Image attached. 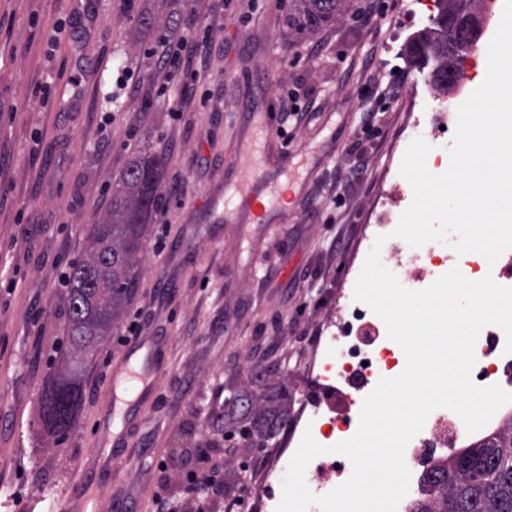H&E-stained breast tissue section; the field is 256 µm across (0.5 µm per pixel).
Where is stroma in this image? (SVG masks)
<instances>
[{"label":"stroma","mask_w":512,"mask_h":512,"mask_svg":"<svg viewBox=\"0 0 512 512\" xmlns=\"http://www.w3.org/2000/svg\"><path fill=\"white\" fill-rule=\"evenodd\" d=\"M135 0L123 17L121 0H0V512H52L68 496L98 512H159L161 504L190 512L176 481L207 446L224 469L206 497L215 512H233L250 497L258 474L279 449L255 440H226L210 414L244 386L254 370L279 376L288 417L310 397L316 339L336 315V295L361 259L374 201L385 173L401 163L396 150L427 74L406 47L417 30L400 28L403 0H351L336 26L300 36L288 29L286 0ZM216 19V45L196 61L201 86L212 89L208 109L173 120L176 97L152 111L113 92L129 71L150 92L160 73L148 48L158 34L187 36L191 15ZM147 16L151 25L139 24ZM77 19L82 37L46 44L56 25ZM80 76V97L65 106L41 105L34 89L46 77L65 84ZM315 103L292 131L288 163L267 166L269 123L283 87ZM375 111L376 135L362 136L365 110ZM164 150L161 207L146 233L139 288L133 302L145 314L141 338L159 344L160 376L128 437L136 467L111 476L96 463L104 390L113 368L141 339L119 346L105 336L88 363L85 397L62 449L43 447L37 425L46 362L67 336L59 278L87 247L92 224L112 199V185L132 154ZM192 181L190 203L170 189ZM261 181L269 204L262 221L235 199Z\"/></svg>","instance_id":"35a3bbf8"}]
</instances>
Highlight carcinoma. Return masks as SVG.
<instances>
[{
    "label": "carcinoma",
    "instance_id": "carcinoma-1",
    "mask_svg": "<svg viewBox=\"0 0 512 512\" xmlns=\"http://www.w3.org/2000/svg\"><path fill=\"white\" fill-rule=\"evenodd\" d=\"M350 0H290L288 27L314 32L342 20ZM165 163L161 150L144 151L121 173L112 208L92 225L88 247L67 277L63 310L68 317L66 359L49 368L39 397V429L47 446L60 448L76 425L83 389L73 368L97 351L105 331L119 329L121 316L139 282L140 255L152 214L159 205L158 184ZM260 392L246 386L229 400L249 431L277 433L285 419L280 378L267 375ZM433 488L412 512H512V416L459 454L433 465L422 476Z\"/></svg>",
    "mask_w": 512,
    "mask_h": 512
}]
</instances>
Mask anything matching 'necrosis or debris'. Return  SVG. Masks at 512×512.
<instances>
[{
    "label": "necrosis or debris",
    "mask_w": 512,
    "mask_h": 512,
    "mask_svg": "<svg viewBox=\"0 0 512 512\" xmlns=\"http://www.w3.org/2000/svg\"><path fill=\"white\" fill-rule=\"evenodd\" d=\"M395 226L388 210H381L372 229L373 235L386 236L384 250L388 257L412 267V287L421 290L429 285L430 277H439L452 268H459L469 276L483 274L489 267L485 257L478 253L464 255L437 253L432 245L419 248L404 247L402 239L393 235ZM343 318L331 324L323 344L327 357L316 376L315 389L319 394L307 415L314 439L330 447L351 438L359 426L358 415L343 420L327 413L320 401L321 395L344 385L354 391L376 386L380 378L401 373L405 355L401 347L390 340L384 322L366 305L355 302L352 293L341 296ZM506 337L495 325L485 326L475 345L476 363L471 378L476 385L496 384L512 392V353L506 352ZM468 433L463 421L452 411L439 408L428 417L424 428L412 440L405 454L410 472H417V451L421 448L447 449L449 443L466 440Z\"/></svg>",
    "instance_id": "4bbe7bcc"
}]
</instances>
